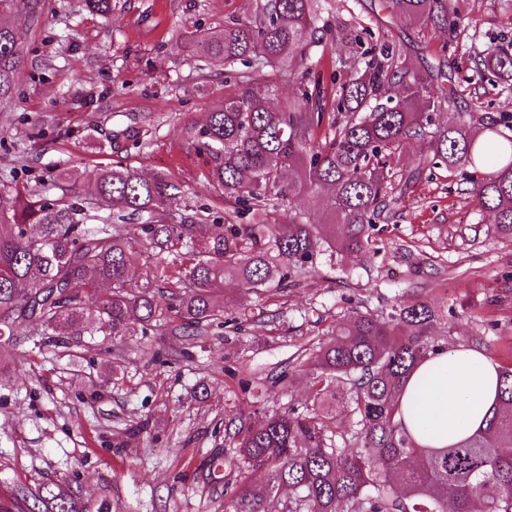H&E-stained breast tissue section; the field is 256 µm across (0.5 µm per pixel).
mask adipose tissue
Listing matches in <instances>:
<instances>
[{
  "instance_id": "ef3b65f1",
  "label": "adipose tissue",
  "mask_w": 512,
  "mask_h": 512,
  "mask_svg": "<svg viewBox=\"0 0 512 512\" xmlns=\"http://www.w3.org/2000/svg\"><path fill=\"white\" fill-rule=\"evenodd\" d=\"M497 384V363L464 345L428 357L407 380L404 426L419 445L448 446L482 428Z\"/></svg>"
}]
</instances>
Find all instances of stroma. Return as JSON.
Listing matches in <instances>:
<instances>
[{"label":"stroma","mask_w":512,"mask_h":512,"mask_svg":"<svg viewBox=\"0 0 512 512\" xmlns=\"http://www.w3.org/2000/svg\"><path fill=\"white\" fill-rule=\"evenodd\" d=\"M251 0H112L101 17L84 0H40L37 20L12 24L30 52L18 90L0 105V183L59 195L91 194L98 168L116 162L180 181L191 205L224 213L204 158L186 142L224 100V62L197 59L178 35L217 30ZM455 39L394 29L418 68L446 49L460 81L457 108L475 128L512 116V88L475 63L512 41L502 0H461ZM135 140L106 148L112 134ZM379 253L318 256L283 290L224 283L221 325L203 342L163 330L112 342L98 336L35 349V324L0 338V499L19 484L63 482L112 512H224L214 458L233 443L224 426L253 412L304 406L305 373L288 365L353 310L385 311L409 294L451 310L430 331L451 346L495 324L485 353L512 366V238L496 234L461 171L410 184L381 225ZM289 370L285 386L272 375Z\"/></svg>","instance_id":"35a3bbf8"}]
</instances>
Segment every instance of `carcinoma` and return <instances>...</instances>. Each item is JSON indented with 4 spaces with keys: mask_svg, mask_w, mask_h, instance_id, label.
<instances>
[{
    "mask_svg": "<svg viewBox=\"0 0 512 512\" xmlns=\"http://www.w3.org/2000/svg\"><path fill=\"white\" fill-rule=\"evenodd\" d=\"M328 0H253L242 20L187 30L192 54L224 59V103L188 132L224 197V223L208 224L182 201L181 183L146 178L121 162L98 169L94 194H22L0 185V336L28 323L57 344L90 328L112 338L166 326L199 340L221 319L225 279L253 292L285 288L323 251L369 255L390 219L398 186L441 166L469 172L473 198L512 238V137L497 125L476 134L453 110L459 90L445 59L417 71L384 25L332 31ZM460 0H380L391 22L453 36ZM33 0H0V101L16 92L26 51L10 24ZM361 49L336 59L312 48L333 36ZM512 81V43L476 61ZM288 69L296 89L272 108ZM448 82L436 96L431 83ZM446 118H441V115ZM426 142L415 172L399 168L404 148ZM330 190L329 222L311 224L291 198ZM139 217V243L127 220ZM99 224L90 229L87 221ZM165 255L187 257L169 272ZM438 318L427 301L404 298L384 318L355 312L333 337L306 348L312 408H284L226 429L235 455L220 464L234 477L224 512H512V367L486 427L446 448H425L405 429L401 398L413 367L445 349L429 337ZM345 388L350 429L336 425V388ZM262 474L258 487L251 481ZM20 512H88L83 497L56 482L19 485Z\"/></svg>",
    "mask_w": 512,
    "mask_h": 512,
    "instance_id": "1",
    "label": "carcinoma"
}]
</instances>
